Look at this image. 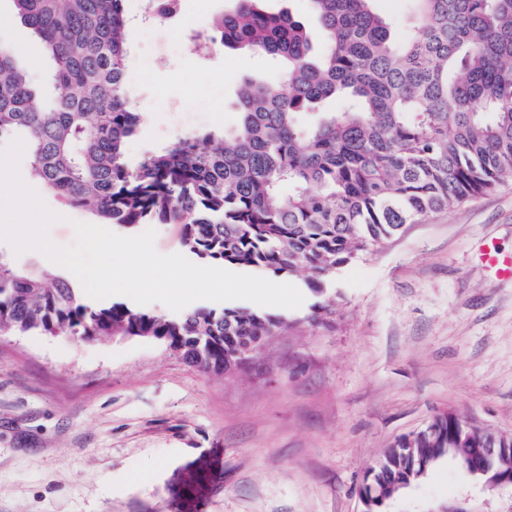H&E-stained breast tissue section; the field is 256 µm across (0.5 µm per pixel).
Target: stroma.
<instances>
[{
  "mask_svg": "<svg viewBox=\"0 0 512 512\" xmlns=\"http://www.w3.org/2000/svg\"><path fill=\"white\" fill-rule=\"evenodd\" d=\"M125 0L126 86L152 121L126 161L189 131L232 128L236 93L268 62L210 40L233 0H182L183 52L165 24ZM0 39L33 81L42 45L0 0ZM19 173L59 219V247L94 223ZM512 253V178L448 208L338 269L328 315L304 303L237 371L206 374L136 338L0 335V512H363L357 489L398 437L451 411L512 437V280L479 260L484 244ZM512 512V490L488 491L453 462L390 499L386 512Z\"/></svg>",
  "mask_w": 512,
  "mask_h": 512,
  "instance_id": "35a3bbf8",
  "label": "stroma"
}]
</instances>
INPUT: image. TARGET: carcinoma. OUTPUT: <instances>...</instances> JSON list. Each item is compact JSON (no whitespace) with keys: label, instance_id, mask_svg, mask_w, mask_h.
Wrapping results in <instances>:
<instances>
[{"label":"carcinoma","instance_id":"1","mask_svg":"<svg viewBox=\"0 0 512 512\" xmlns=\"http://www.w3.org/2000/svg\"><path fill=\"white\" fill-rule=\"evenodd\" d=\"M262 2L235 0L213 40L272 58L276 77L240 85L230 130L181 135L131 168L125 146L143 116L125 85L123 0H12L61 92L33 84L0 42V145L26 139L36 177L103 224H177L199 260L276 276L307 269L321 295L337 269L406 225L512 176V0H409L416 19L400 39L373 0H310L317 50L302 22ZM330 102L343 110L321 111ZM283 324L245 307L169 316L91 306L76 282L0 252V334L150 336L222 374ZM433 423L445 441L401 437L367 470V512H384L403 479L424 478L426 459L484 482L462 448L491 432L446 413Z\"/></svg>","mask_w":512,"mask_h":512}]
</instances>
